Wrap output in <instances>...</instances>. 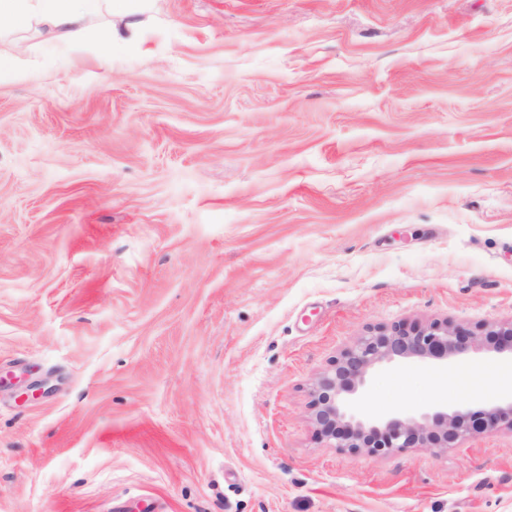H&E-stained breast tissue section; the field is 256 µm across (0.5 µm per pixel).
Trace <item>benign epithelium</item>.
Returning <instances> with one entry per match:
<instances>
[{
    "label": "benign epithelium",
    "instance_id": "obj_1",
    "mask_svg": "<svg viewBox=\"0 0 512 512\" xmlns=\"http://www.w3.org/2000/svg\"><path fill=\"white\" fill-rule=\"evenodd\" d=\"M473 347L512 356V321L476 331L447 321L367 328L309 388V410L316 434L330 447L344 452L386 456L409 448H454L497 428L512 430V400L485 407L388 417L354 412L352 398L374 367L396 361L448 360Z\"/></svg>",
    "mask_w": 512,
    "mask_h": 512
}]
</instances>
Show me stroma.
I'll return each mask as SVG.
<instances>
[{
	"label": "stroma",
	"instance_id": "stroma-1",
	"mask_svg": "<svg viewBox=\"0 0 512 512\" xmlns=\"http://www.w3.org/2000/svg\"><path fill=\"white\" fill-rule=\"evenodd\" d=\"M0 59V512H512V431L348 456L308 408L367 327L512 321V0H127Z\"/></svg>",
	"mask_w": 512,
	"mask_h": 512
}]
</instances>
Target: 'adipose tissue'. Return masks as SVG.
I'll list each match as a JSON object with an SVG mask.
<instances>
[{
	"label": "adipose tissue",
	"mask_w": 512,
	"mask_h": 512,
	"mask_svg": "<svg viewBox=\"0 0 512 512\" xmlns=\"http://www.w3.org/2000/svg\"><path fill=\"white\" fill-rule=\"evenodd\" d=\"M97 0H0V22L22 23L40 15L50 28L78 31L87 15L96 9Z\"/></svg>",
	"instance_id": "adipose-tissue-1"
}]
</instances>
